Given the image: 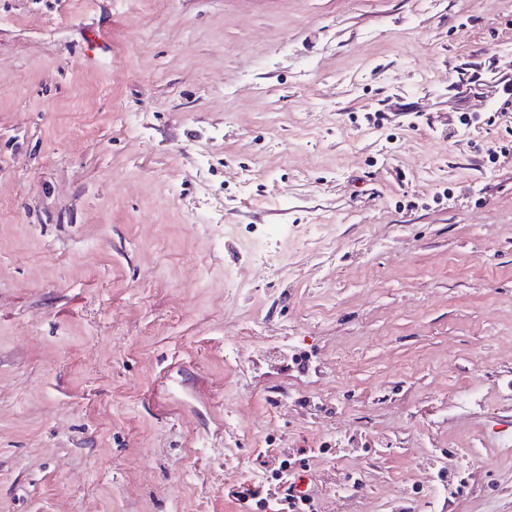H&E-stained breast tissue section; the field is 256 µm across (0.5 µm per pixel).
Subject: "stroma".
I'll list each match as a JSON object with an SVG mask.
<instances>
[{
	"label": "stroma",
	"mask_w": 512,
	"mask_h": 512,
	"mask_svg": "<svg viewBox=\"0 0 512 512\" xmlns=\"http://www.w3.org/2000/svg\"><path fill=\"white\" fill-rule=\"evenodd\" d=\"M503 72L512 0H0V512H512ZM263 486L254 485L243 488L241 491L235 492L237 496L236 500L241 507H252L253 503L257 509H270L272 512H312L309 510L314 508V499L310 495V489L304 492H300L299 495L292 496L290 493V487H285L281 494L276 498H269L270 488L262 493ZM283 500H289L287 505L283 504Z\"/></svg>",
	"instance_id": "stroma-1"
}]
</instances>
